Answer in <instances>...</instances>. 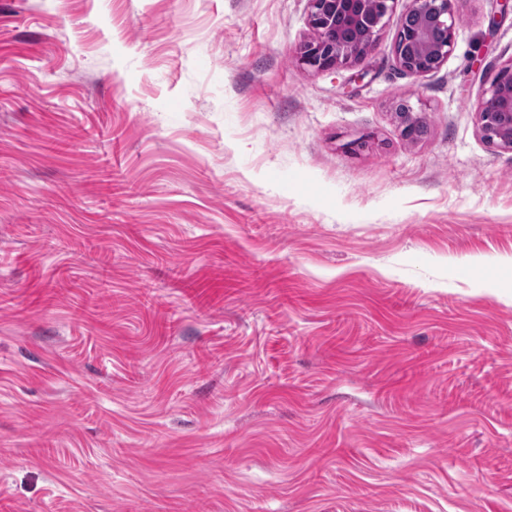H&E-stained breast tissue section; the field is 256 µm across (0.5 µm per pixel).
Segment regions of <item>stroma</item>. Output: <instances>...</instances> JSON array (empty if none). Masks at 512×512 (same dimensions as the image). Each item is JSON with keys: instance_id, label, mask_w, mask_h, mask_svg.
<instances>
[{"instance_id": "obj_1", "label": "stroma", "mask_w": 512, "mask_h": 512, "mask_svg": "<svg viewBox=\"0 0 512 512\" xmlns=\"http://www.w3.org/2000/svg\"><path fill=\"white\" fill-rule=\"evenodd\" d=\"M408 4L0 0V512H512V11ZM369 1L309 0L308 22L316 38L300 48V63L315 71H327L348 64L369 50L396 0H379L380 12L367 23L366 5ZM345 30L355 34L354 41L348 42L343 38ZM454 0H410L401 16V23L393 46L394 56L407 73L421 76L438 69L452 53L455 43L457 17L452 7ZM418 16V23L400 45V28L410 17ZM439 25L445 39L439 45L431 40V31ZM405 46L407 49L404 50ZM490 100L495 101L501 111L497 112L495 120H491L486 112ZM476 112L484 140L512 151V62L499 68L484 91Z\"/></svg>"}]
</instances>
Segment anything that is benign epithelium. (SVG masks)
Masks as SVG:
<instances>
[{
	"label": "benign epithelium",
	"instance_id": "obj_1",
	"mask_svg": "<svg viewBox=\"0 0 512 512\" xmlns=\"http://www.w3.org/2000/svg\"><path fill=\"white\" fill-rule=\"evenodd\" d=\"M369 0H309V26L316 38L300 48L301 64L327 71L347 64L363 55L376 42L384 27V18L397 0H379L380 12L366 19ZM453 0H410L401 21L411 16L418 23L405 40L395 39L393 52L407 73L421 76L438 69L452 53L457 17ZM496 102L499 113L492 120L486 112L487 102ZM406 136L425 126L423 119L412 113L398 114ZM477 118L484 140L512 151V61L499 68L478 106Z\"/></svg>",
	"mask_w": 512,
	"mask_h": 512
}]
</instances>
